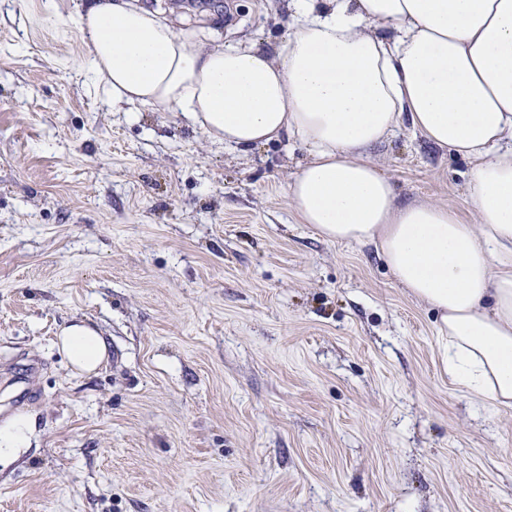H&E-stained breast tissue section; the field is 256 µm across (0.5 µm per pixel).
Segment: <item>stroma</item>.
Returning <instances> with one entry per match:
<instances>
[{"label":"stroma","mask_w":512,"mask_h":512,"mask_svg":"<svg viewBox=\"0 0 512 512\" xmlns=\"http://www.w3.org/2000/svg\"><path fill=\"white\" fill-rule=\"evenodd\" d=\"M161 0L178 29L273 53L291 0ZM75 0H0V512H512V408L460 392L438 315L370 245L300 223L308 160L211 143L85 87ZM400 200L472 222L470 164L402 123ZM85 322L118 352L73 371ZM30 433V424L25 418H13L0 426V458L10 455L15 448L26 447Z\"/></svg>","instance_id":"35a3bbf8"}]
</instances>
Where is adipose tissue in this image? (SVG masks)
Wrapping results in <instances>:
<instances>
[{
    "mask_svg": "<svg viewBox=\"0 0 512 512\" xmlns=\"http://www.w3.org/2000/svg\"><path fill=\"white\" fill-rule=\"evenodd\" d=\"M276 56L210 27L176 29L142 0H79L82 60L116 112H177L233 148L292 137L309 150L289 197L331 241L374 246L439 315L460 392L512 408V0H292ZM470 161L464 223L400 201L371 151L402 121ZM56 344L90 373L107 344L77 322Z\"/></svg>",
    "mask_w": 512,
    "mask_h": 512,
    "instance_id": "ef3b65f1",
    "label": "adipose tissue"
}]
</instances>
